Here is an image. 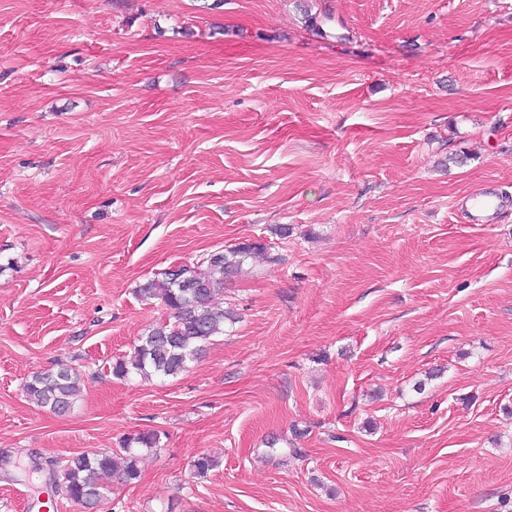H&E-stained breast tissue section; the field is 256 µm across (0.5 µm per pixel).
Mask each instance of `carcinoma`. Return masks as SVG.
Masks as SVG:
<instances>
[{
	"instance_id": "1",
	"label": "carcinoma",
	"mask_w": 512,
	"mask_h": 512,
	"mask_svg": "<svg viewBox=\"0 0 512 512\" xmlns=\"http://www.w3.org/2000/svg\"><path fill=\"white\" fill-rule=\"evenodd\" d=\"M256 258L270 265L284 261L264 243H242L210 253L189 266L183 264L178 271L171 267L162 278L145 282L140 294L159 301L165 318L144 329L133 355L112 363V376L173 377L187 370L189 362L198 358L214 338L224 335L226 324L235 323L233 312L217 307L214 298L226 282L243 274L245 266ZM80 389V375L69 368L39 372L24 385L31 403L60 415L74 408ZM129 442L120 458L94 451L55 462L50 468L51 485L85 509L97 508L103 498L101 477L112 473L124 483L136 480L138 454L131 444L153 449L159 443V434L155 430L141 431Z\"/></svg>"
}]
</instances>
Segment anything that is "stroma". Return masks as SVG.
<instances>
[{"label": "stroma", "mask_w": 512, "mask_h": 512, "mask_svg": "<svg viewBox=\"0 0 512 512\" xmlns=\"http://www.w3.org/2000/svg\"><path fill=\"white\" fill-rule=\"evenodd\" d=\"M242 242L238 322L114 378L140 286ZM143 430L100 512H512V0H0V512ZM500 206L499 197L485 188L473 191L470 199L463 205L469 221L474 224H485L493 220ZM80 389V375L69 368L36 373L24 385L31 403L60 415L74 408Z\"/></svg>", "instance_id": "35a3bbf8"}]
</instances>
